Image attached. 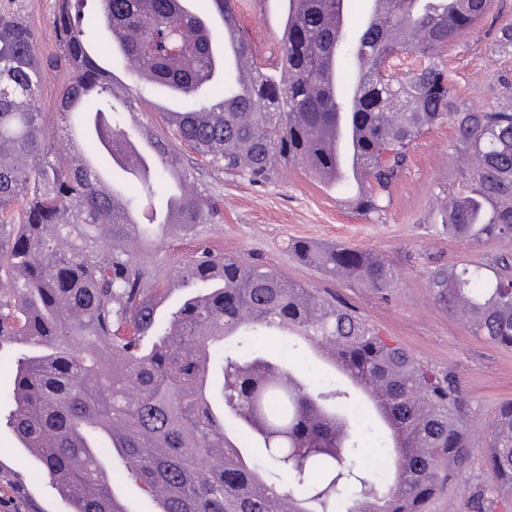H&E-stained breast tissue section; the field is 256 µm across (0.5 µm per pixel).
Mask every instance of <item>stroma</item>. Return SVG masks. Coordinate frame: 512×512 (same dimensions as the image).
Returning <instances> with one entry per match:
<instances>
[{
  "label": "stroma",
  "mask_w": 512,
  "mask_h": 512,
  "mask_svg": "<svg viewBox=\"0 0 512 512\" xmlns=\"http://www.w3.org/2000/svg\"><path fill=\"white\" fill-rule=\"evenodd\" d=\"M54 5L55 0H0V11L21 16L35 32L39 53L48 56L58 51L52 24ZM239 23L265 69L278 68L284 0H269L263 11L245 8ZM82 24L92 35L89 53L105 69L116 101L125 100L128 90L140 92L143 100L135 111L141 123L158 137L167 136L161 114L175 108V100L138 80L121 59L111 33L103 31L93 7L84 9ZM506 25L512 26V0H491L478 26L457 35L442 49L440 58L458 104L483 109L512 99V49L496 46ZM453 141L452 124L425 130L409 149V162L387 207L368 216L355 209L348 192L325 186L294 165L280 168L264 184L196 168L194 185L220 206L222 221L197 225L188 235L175 228L163 236H148L140 241L137 254L167 284L173 283L179 266L204 249L266 265L305 287L335 293L416 358L436 369L453 371L470 402L466 425L474 451L466 480L473 486L488 478L483 449L489 427L499 405L512 399V350L474 336L466 323L436 307L430 295L428 274L435 265L480 261L495 252L494 247L454 241L438 231L448 194L461 173ZM296 238L375 252L395 265L398 282L384 296L323 279L290 251L289 243ZM0 464L40 512H61L63 505L38 460L20 448L3 425Z\"/></svg>",
  "instance_id": "35a3bbf8"
}]
</instances>
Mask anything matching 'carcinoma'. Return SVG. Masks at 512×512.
Masks as SVG:
<instances>
[{"instance_id": "cac0c4a2", "label": "carcinoma", "mask_w": 512, "mask_h": 512, "mask_svg": "<svg viewBox=\"0 0 512 512\" xmlns=\"http://www.w3.org/2000/svg\"><path fill=\"white\" fill-rule=\"evenodd\" d=\"M53 13L60 52L46 57L32 28L0 14V214L24 202L20 223L0 220V351L14 353L13 408L5 425L37 457L67 512H126L112 494V457L160 500L161 512H428L431 499L460 480L473 453L464 425L469 400L450 371L437 370L381 335L345 303L292 282L262 264L203 253L177 271L192 294L168 318L169 288L124 246L166 228L127 223L99 187V168L76 162L52 141L38 103L44 74L69 80L56 108L85 114L89 136L125 173L153 191L164 178L177 197L176 228L190 232L219 217L200 192L185 194L192 166L167 140L141 154L120 127L112 91L89 55L84 0ZM279 39L282 68L224 80L218 34L184 0H99L120 56L151 71V83L183 99L171 136L206 167L251 183L277 166H304L329 186L341 165L344 133L362 162L360 185H342L364 215L385 210L408 163L410 144L451 121L465 163L448 197L443 233L459 242L512 240V103L494 109L456 104L438 56L475 28L487 0H376L378 17L348 33L345 0H286ZM421 57L402 77L394 57ZM297 260L326 279L385 294L397 271L367 250L297 239ZM436 306L462 313L473 335L512 349V253L486 262L437 265ZM294 331L364 393L372 384L397 414L384 428L397 477L387 483L359 451L356 409L336 381L317 379L288 354L256 341ZM260 445L286 476L266 483ZM488 482L469 488L472 512L512 503V401L502 403L483 449Z\"/></svg>"}]
</instances>
